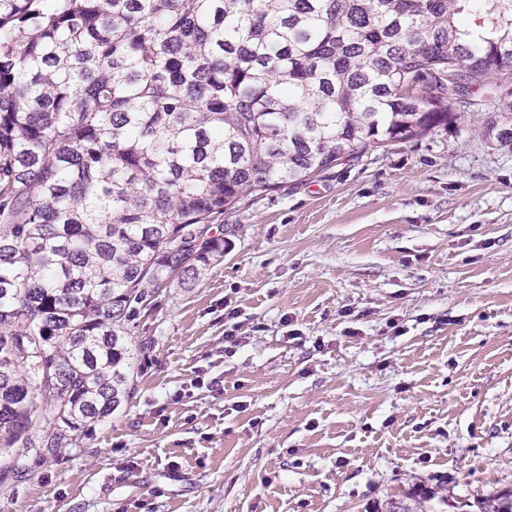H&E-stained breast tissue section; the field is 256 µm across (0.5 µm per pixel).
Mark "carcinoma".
I'll return each mask as SVG.
<instances>
[{
  "label": "carcinoma",
  "mask_w": 512,
  "mask_h": 512,
  "mask_svg": "<svg viewBox=\"0 0 512 512\" xmlns=\"http://www.w3.org/2000/svg\"><path fill=\"white\" fill-rule=\"evenodd\" d=\"M461 97L512 150V0H0L6 472L129 399L126 322L224 256L215 217L451 130Z\"/></svg>",
  "instance_id": "obj_1"
}]
</instances>
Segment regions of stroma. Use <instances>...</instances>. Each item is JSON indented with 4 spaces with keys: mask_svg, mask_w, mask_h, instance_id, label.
<instances>
[{
    "mask_svg": "<svg viewBox=\"0 0 512 512\" xmlns=\"http://www.w3.org/2000/svg\"><path fill=\"white\" fill-rule=\"evenodd\" d=\"M127 329L132 399L0 512H446L512 486V151L470 122L219 216ZM439 491L438 489H428L427 487H413L410 488L408 491L405 492L404 498L413 501V504L411 503H404L402 500L399 501H388L385 504V507H375V509L371 512H393L392 509L396 507V503L405 504L407 512H411V507L414 506L415 508L420 509V512H442L438 510H434L435 507L432 505V501L435 498H439L440 502H448V499L444 498V496H438ZM384 509V510H382Z\"/></svg>",
    "mask_w": 512,
    "mask_h": 512,
    "instance_id": "35a3bbf8",
    "label": "stroma"
}]
</instances>
